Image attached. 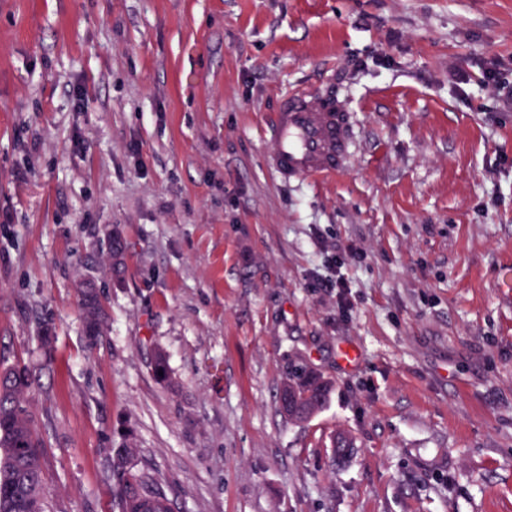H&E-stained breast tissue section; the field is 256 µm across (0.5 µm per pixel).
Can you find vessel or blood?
<instances>
[{
  "mask_svg": "<svg viewBox=\"0 0 512 512\" xmlns=\"http://www.w3.org/2000/svg\"><path fill=\"white\" fill-rule=\"evenodd\" d=\"M272 171L285 182L336 176L350 157L351 116L335 98L287 91L270 119Z\"/></svg>",
  "mask_w": 512,
  "mask_h": 512,
  "instance_id": "obj_1",
  "label": "vessel or blood"
}]
</instances>
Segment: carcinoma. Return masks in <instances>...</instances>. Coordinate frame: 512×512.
<instances>
[{"label": "carcinoma", "instance_id": "cac0c4a2", "mask_svg": "<svg viewBox=\"0 0 512 512\" xmlns=\"http://www.w3.org/2000/svg\"><path fill=\"white\" fill-rule=\"evenodd\" d=\"M111 235V252L120 274L126 249L118 231ZM81 307L86 339L93 341L104 329L99 293L82 289ZM159 371L163 372L159 380L170 381L168 356L161 349L153 357V372ZM32 378L33 369L19 360L0 367V512H49L43 478L45 443L28 400ZM331 389L329 380L295 356L279 390V410L288 421L303 423L323 409ZM135 453L130 444L110 456L112 512H141L148 503L160 512H173L160 480L135 467Z\"/></svg>", "mask_w": 512, "mask_h": 512}]
</instances>
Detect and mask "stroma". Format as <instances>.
I'll return each mask as SVG.
<instances>
[{
    "instance_id": "1",
    "label": "stroma",
    "mask_w": 512,
    "mask_h": 512,
    "mask_svg": "<svg viewBox=\"0 0 512 512\" xmlns=\"http://www.w3.org/2000/svg\"><path fill=\"white\" fill-rule=\"evenodd\" d=\"M490 64L512 74V0H0V358L42 367L52 512H112L129 442L175 512H512V100ZM298 86L353 117L319 182L268 166ZM296 353L332 382L301 424L276 405ZM80 294L85 338L93 345L96 342L93 343L91 341L97 337L99 339L104 329L102 321L99 320V313L102 311V300L98 292H89L87 288H83Z\"/></svg>"
}]
</instances>
